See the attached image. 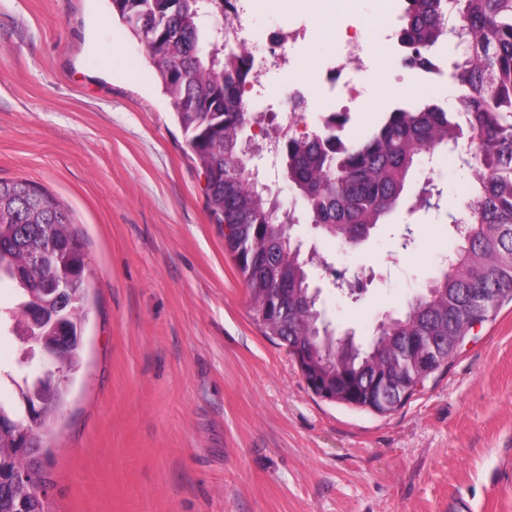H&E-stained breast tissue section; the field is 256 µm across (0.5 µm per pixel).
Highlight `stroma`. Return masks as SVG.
<instances>
[{
    "instance_id": "35a3bbf8",
    "label": "stroma",
    "mask_w": 512,
    "mask_h": 512,
    "mask_svg": "<svg viewBox=\"0 0 512 512\" xmlns=\"http://www.w3.org/2000/svg\"><path fill=\"white\" fill-rule=\"evenodd\" d=\"M438 206L362 244L312 229L338 332L364 342L437 274L469 176L421 157ZM0 179L69 210L95 280L78 370L43 431L49 512H512V302L423 390L380 414L312 392L252 319L204 175L111 0H0ZM359 275L351 299L331 270ZM0 338V400L37 374Z\"/></svg>"
}]
</instances>
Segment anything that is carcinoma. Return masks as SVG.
Returning <instances> with one entry per match:
<instances>
[{
  "label": "carcinoma",
  "mask_w": 512,
  "mask_h": 512,
  "mask_svg": "<svg viewBox=\"0 0 512 512\" xmlns=\"http://www.w3.org/2000/svg\"><path fill=\"white\" fill-rule=\"evenodd\" d=\"M112 15L144 43L164 94L170 101L193 159L206 174L210 218L231 227L224 238L254 301V320L267 337L289 341L305 331L301 313L274 323L260 317L259 302L273 283L250 271L251 251L258 239L268 261L297 281L300 298L312 294V273L287 224L272 219L277 202L255 188L244 171L224 165L225 155L238 152L252 115L243 111L251 60L224 42L222 28L208 27L202 17L217 10L214 0H111ZM177 18L173 32L163 30L166 18ZM397 33L409 60L426 64L435 45L454 42L455 58L448 79L456 87L452 109L432 102L396 107L360 140L337 134L346 116L335 113L320 130L281 141L280 160L312 224H334L339 240L358 238L396 210L410 190L418 158L443 140L461 149L463 167L472 175L461 213L452 217L458 244L444 259L445 267L413 297L404 310L388 315L385 328L375 329L358 353L340 365V373L363 388L373 382V359L389 358L396 368L408 365L413 339L448 361L452 345L448 329L461 317L456 302L474 288L512 300V0H405ZM54 240L50 260L28 266L29 253L45 238ZM61 278L72 281L67 299L59 301L48 288ZM91 273L83 245L71 229L69 213L57 198L26 180H0V283L16 291V303L0 311V335L22 336L30 310L38 308V333L46 343L60 336L73 341L63 350V365L74 373L80 361L85 301ZM67 383L49 390L37 380H23L19 395L36 398L34 412L46 425L63 402ZM379 412L404 403L389 384L377 391ZM28 425L23 404L0 403V512H43L37 486H46L44 468L27 448L41 447L40 431L29 441L19 428ZM21 471L33 478L10 482Z\"/></svg>",
  "instance_id": "cac0c4a2"
}]
</instances>
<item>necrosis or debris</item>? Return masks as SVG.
Segmentation results:
<instances>
[{"instance_id":"obj_1","label":"necrosis or debris","mask_w":512,"mask_h":512,"mask_svg":"<svg viewBox=\"0 0 512 512\" xmlns=\"http://www.w3.org/2000/svg\"><path fill=\"white\" fill-rule=\"evenodd\" d=\"M298 0H288L287 7L270 5L269 0H225V30L233 44L249 53L253 69L249 77L250 110L267 109V83L281 70H289L294 83L284 92V102L276 113V125L285 132L296 131L308 112L328 120L340 97L357 99L368 88L377 86L393 67L404 65L405 53L389 46L383 53L371 52L360 44L354 30L357 19H350L349 31L338 34L331 58L319 60L295 53V45L305 37L304 28L295 26L300 11ZM272 20L271 28L259 30L258 17Z\"/></svg>"}]
</instances>
